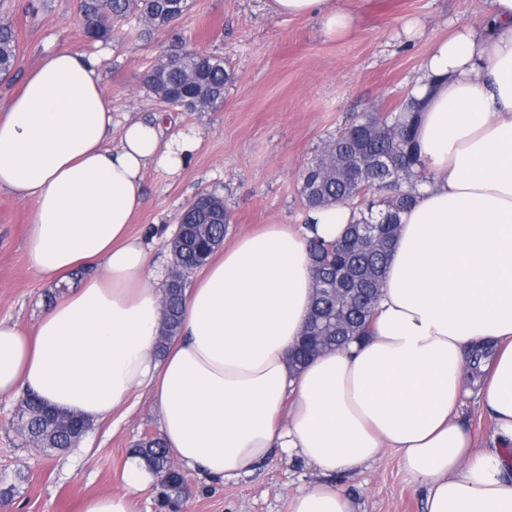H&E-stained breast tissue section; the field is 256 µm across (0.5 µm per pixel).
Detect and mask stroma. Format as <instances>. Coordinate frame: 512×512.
<instances>
[{
    "label": "stroma",
    "mask_w": 512,
    "mask_h": 512,
    "mask_svg": "<svg viewBox=\"0 0 512 512\" xmlns=\"http://www.w3.org/2000/svg\"><path fill=\"white\" fill-rule=\"evenodd\" d=\"M355 17L344 38L326 37L315 19L280 17L263 0H189L174 31L144 26L137 16L117 25L109 41L88 39L80 0H0V22L18 40L12 76L0 79V102L17 92L48 49L71 48L102 59L116 124L159 111L144 77L181 34L187 45L223 57L230 80L219 108L180 110V125L202 143L180 174L148 170L146 203L132 232L148 237L153 265L169 270L168 242L183 209L207 192L231 216L225 241L268 224L305 223L301 193L306 165L338 130L368 114L399 112L410 98L433 44L457 25H480L486 0H339ZM31 207L0 194V320L33 330L41 304L51 301L30 266L25 237ZM15 401H0V487L13 512H82L86 498L126 492V465L135 445L160 432L149 396L91 423L72 449L51 455L22 443ZM316 476L314 469L275 457L254 474L210 481L185 473L178 512H288V499ZM358 512H424V492L406 475L399 454L339 477Z\"/></svg>",
    "instance_id": "obj_1"
}]
</instances>
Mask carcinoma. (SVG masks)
Instances as JSON below:
<instances>
[{"instance_id": "carcinoma-1", "label": "carcinoma", "mask_w": 512, "mask_h": 512, "mask_svg": "<svg viewBox=\"0 0 512 512\" xmlns=\"http://www.w3.org/2000/svg\"><path fill=\"white\" fill-rule=\"evenodd\" d=\"M188 0H82L81 24L87 37L107 40L112 29L129 15L138 16L152 28H168L174 15H183ZM175 45L181 52L175 57L162 55L146 77V86L154 97L166 102L181 94L193 100L206 102L212 109L224 101V89L230 74L224 58L206 54L183 45L179 34H174ZM17 59V38L8 23H0V67L8 70ZM418 101L410 98L400 112L384 116L368 115L338 131L324 146L321 153L308 164L312 173L320 176L317 192L305 199L307 207L327 204L347 206L358 211L357 224L378 225V245L370 251L348 250L353 227L334 243L317 238L310 241L312 263L319 271L336 278L344 275L347 267L357 271V277L341 295L316 294L305 332L290 355L294 368L307 364L316 355L336 343H344L353 336L367 334L373 320V309L385 277L386 262L397 236L400 213L412 202V189L419 178L421 166L415 142V125L409 116L417 114ZM374 153L390 154L400 170L401 180L380 184L385 194L363 206L358 185L350 176L347 166L353 163L359 144ZM224 210V201L211 197L210 208H191L184 213L188 221L184 242L177 252V261L188 270L206 263L222 243L224 228L212 221V215ZM183 289L172 288L168 295V312L159 350L176 334L182 307ZM25 423L17 427L21 437L37 440L47 450H62L73 446L79 435L63 424H52L43 412V405L32 395L22 399ZM134 454L160 476L161 505L175 507L184 478L172 468L169 451L160 436L145 439L135 446Z\"/></svg>"}]
</instances>
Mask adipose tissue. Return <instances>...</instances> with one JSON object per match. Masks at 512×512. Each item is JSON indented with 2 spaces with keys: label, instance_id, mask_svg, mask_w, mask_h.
<instances>
[{
  "label": "adipose tissue",
  "instance_id": "1",
  "mask_svg": "<svg viewBox=\"0 0 512 512\" xmlns=\"http://www.w3.org/2000/svg\"><path fill=\"white\" fill-rule=\"evenodd\" d=\"M488 3L480 26L435 44L412 91L424 177L369 336L299 372L288 356L311 310L308 241L336 240L355 213L313 210L308 226L235 238L157 351L162 293L131 224L146 172L180 173L201 137L152 112L111 144L100 60L44 55L0 105V193L31 204L26 252L56 298L33 333L0 321V401L34 394L92 420L148 392L166 447L200 475L247 476L273 456L314 468L289 512H356L334 478L386 448L424 488L425 512H512V0ZM264 8L318 18L330 38L354 27L335 0ZM471 401L492 417L488 440L454 419Z\"/></svg>",
  "mask_w": 512,
  "mask_h": 512
}]
</instances>
